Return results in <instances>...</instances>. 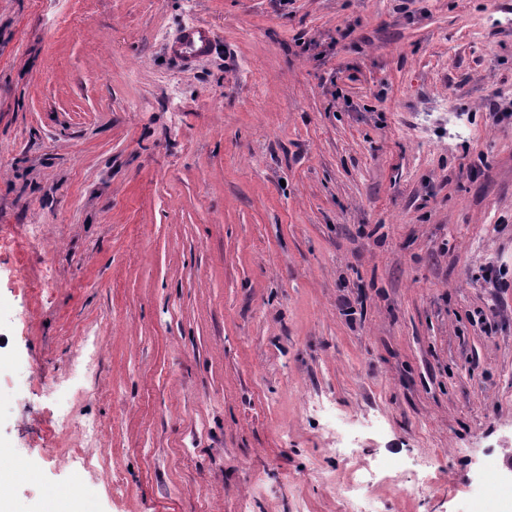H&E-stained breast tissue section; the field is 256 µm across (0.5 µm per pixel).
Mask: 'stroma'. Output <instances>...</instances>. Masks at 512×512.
Here are the masks:
<instances>
[{"label":"stroma","mask_w":512,"mask_h":512,"mask_svg":"<svg viewBox=\"0 0 512 512\" xmlns=\"http://www.w3.org/2000/svg\"><path fill=\"white\" fill-rule=\"evenodd\" d=\"M33 226L0 254L12 512H350L380 458V512L512 485V0H0V237ZM214 31L206 23L198 22L184 27L178 39L171 45L172 54L182 62L188 63L207 53ZM391 471L388 461L376 464L369 477L362 476L359 481L339 490L343 499L350 505L353 512H379L368 489L376 479H387Z\"/></svg>","instance_id":"stroma-1"}]
</instances>
